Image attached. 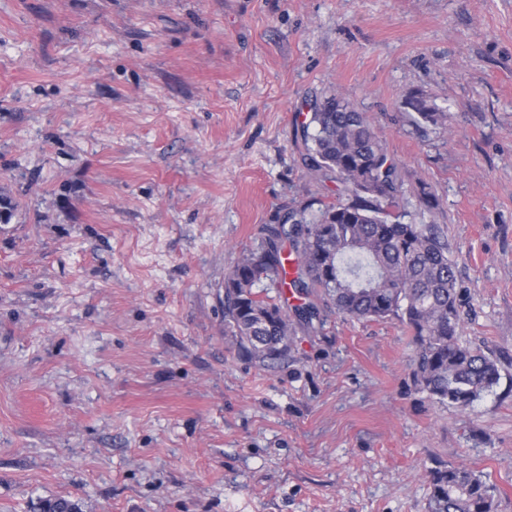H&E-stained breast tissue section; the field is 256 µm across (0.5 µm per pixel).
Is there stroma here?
<instances>
[{"mask_svg": "<svg viewBox=\"0 0 512 512\" xmlns=\"http://www.w3.org/2000/svg\"><path fill=\"white\" fill-rule=\"evenodd\" d=\"M333 93L502 367L467 410L416 391L398 320L319 294L284 367L224 333L271 216L336 192L301 137ZM418 93L448 131L411 126ZM0 194V512H428L460 463L512 512V0H0Z\"/></svg>", "mask_w": 512, "mask_h": 512, "instance_id": "35a3bbf8", "label": "stroma"}]
</instances>
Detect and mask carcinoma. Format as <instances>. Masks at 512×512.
Listing matches in <instances>:
<instances>
[{
    "label": "carcinoma",
    "instance_id": "1",
    "mask_svg": "<svg viewBox=\"0 0 512 512\" xmlns=\"http://www.w3.org/2000/svg\"><path fill=\"white\" fill-rule=\"evenodd\" d=\"M418 130L449 128L448 113L424 94L408 100ZM302 126L303 164L336 182V199L276 212L261 242L224 278V325L238 354L265 367L288 362L297 330L318 318L307 298L320 292L350 320L395 318L411 332L412 380L434 402L466 409L500 384L497 358L463 339L457 269L436 224H406L398 212L403 180L366 113L339 94L311 103ZM18 201L0 196V224ZM266 281L269 287L256 290ZM303 302L287 312L282 293ZM428 512H494V488L460 464L429 472ZM40 512H78L69 500L48 499Z\"/></svg>",
    "mask_w": 512,
    "mask_h": 512
}]
</instances>
